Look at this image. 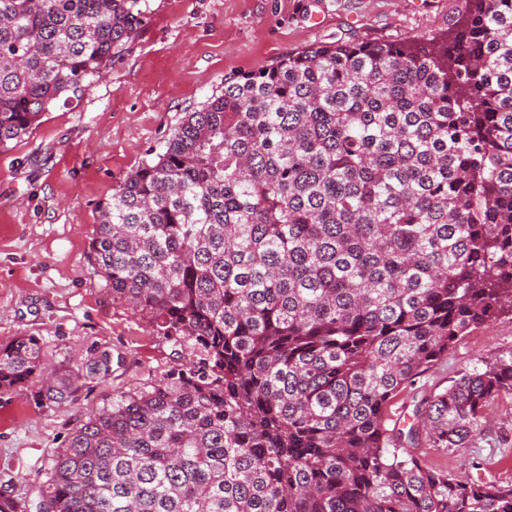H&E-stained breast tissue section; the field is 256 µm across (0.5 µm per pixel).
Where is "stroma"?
I'll return each mask as SVG.
<instances>
[{
  "mask_svg": "<svg viewBox=\"0 0 512 512\" xmlns=\"http://www.w3.org/2000/svg\"><path fill=\"white\" fill-rule=\"evenodd\" d=\"M135 38L113 50L80 97L42 114L0 148V343L38 337L48 368L112 353V373L61 408L29 392L0 394V494L35 501L71 432L113 395L163 375L169 345L144 316L113 301L88 245L97 206L143 161L162 152L185 113L224 89L225 77L271 66L339 37H431L464 0H145ZM512 358V317L465 336L442 364L401 391L388 412L408 428L422 396L464 370ZM428 465L462 479L512 484V395L486 410L467 448L418 447Z\"/></svg>",
  "mask_w": 512,
  "mask_h": 512,
  "instance_id": "35a3bbf8",
  "label": "stroma"
}]
</instances>
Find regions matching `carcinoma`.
I'll return each instance as SVG.
<instances>
[{
	"label": "carcinoma",
	"instance_id": "obj_1",
	"mask_svg": "<svg viewBox=\"0 0 512 512\" xmlns=\"http://www.w3.org/2000/svg\"><path fill=\"white\" fill-rule=\"evenodd\" d=\"M142 21V0H0V147ZM97 212L91 267L176 363L71 433L36 512H512V484L404 446L471 444L512 359L423 397L406 430L387 415L512 314V0L225 78ZM111 372L107 350L49 372L37 337L0 344V393L45 406Z\"/></svg>",
	"mask_w": 512,
	"mask_h": 512
}]
</instances>
